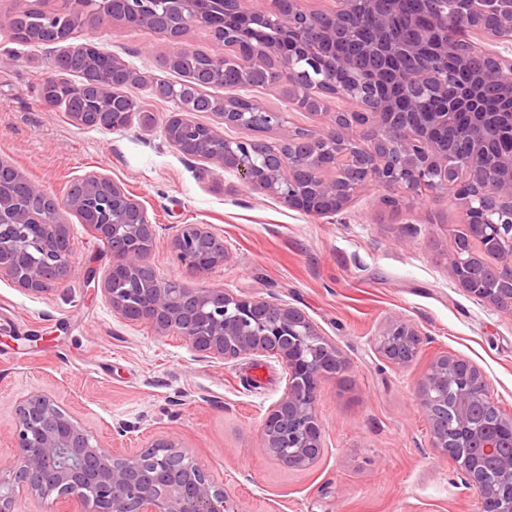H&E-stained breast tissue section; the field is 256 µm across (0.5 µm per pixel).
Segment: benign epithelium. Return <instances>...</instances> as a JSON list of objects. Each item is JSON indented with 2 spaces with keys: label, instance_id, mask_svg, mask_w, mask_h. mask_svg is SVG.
I'll list each match as a JSON object with an SVG mask.
<instances>
[{
  "label": "benign epithelium",
  "instance_id": "obj_1",
  "mask_svg": "<svg viewBox=\"0 0 512 512\" xmlns=\"http://www.w3.org/2000/svg\"><path fill=\"white\" fill-rule=\"evenodd\" d=\"M309 10L302 0H268L262 11L249 0H222L226 25L198 8L197 0H108L115 24L153 27L171 42L199 27L224 52L209 56L197 79L170 85L180 112L166 122V140L180 152L231 170L241 181L283 203L317 216H334L354 195L372 186L389 191L385 208L401 205L400 194L448 195L460 210L462 230L453 241L452 275L469 295L512 317V153L497 151L502 124L511 112H459L442 103L425 112L421 97L441 96L448 75L482 65L501 76L492 89L512 102V0H466L458 28L448 36V0H331ZM405 14L414 36L397 46L389 38L391 18ZM245 16L273 32L264 43L243 40L227 25ZM349 39L336 56V71L322 55L339 37ZM503 50H498V47ZM112 81L135 74L107 50ZM258 71L266 87L279 89L288 107L316 115L330 97L354 109L332 113L323 129L297 128L277 148L253 138L283 126V113L231 90L250 85ZM229 90L203 99L196 81ZM85 114L106 125L134 101L112 87L72 85ZM210 110L217 124L188 113ZM234 129L231 138L224 131ZM79 190L50 194L0 160V278L31 292H46L79 271L67 225L48 220L64 211H88L91 229L110 242L112 264L101 282L106 301L124 319L150 325L159 335L177 333L194 350L218 362L246 356L276 357L288 375L282 398L262 422L264 451L290 468L309 469L324 443L318 411L320 384L347 370V362L299 309L220 287L188 288L148 276L155 229L142 203L100 172L81 177ZM169 246L182 268L203 274L229 254L210 228L184 224ZM422 337L405 318L391 320L377 341L380 356L404 366L420 350ZM429 423L431 447L450 460L480 512H512V416L492 397L475 363L451 354L436 357L418 382ZM13 453L0 462V512H14L23 496L47 505L63 501L65 512H239L224 487L170 437H155L130 451L109 450L51 395L34 390L16 402Z\"/></svg>",
  "mask_w": 512,
  "mask_h": 512
}]
</instances>
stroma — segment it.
Returning a JSON list of instances; mask_svg holds the SVG:
<instances>
[{"mask_svg": "<svg viewBox=\"0 0 512 512\" xmlns=\"http://www.w3.org/2000/svg\"><path fill=\"white\" fill-rule=\"evenodd\" d=\"M89 41L136 74L126 93L147 100L146 111L121 130L74 124L41 95L58 45H21L0 33V158L59 197L88 172L110 176L146 208L156 230L150 262L161 280L297 307L349 369L322 382L324 454L315 467L296 470L262 449V420L288 382L275 356L210 363L178 335L162 337L124 320L84 277L46 293L0 278V459L12 453L16 401L41 389L106 447L179 439L224 484L239 512H479L476 494L432 448L417 394L430 362L449 353L477 364L495 401L512 414V318L453 281V202L408 197L391 211L380 207L375 188L331 217L289 207L218 164L184 156L164 137L177 107L153 97L152 81H178L164 67L175 47L219 52L207 30L190 28L175 44L100 21L73 39ZM243 95L283 113L282 128L263 136L273 145L287 131L329 121L290 110L274 91ZM66 224L77 263L104 277L107 245L74 214ZM184 224L214 228L228 261L188 276L169 249ZM397 316L423 334L418 356L402 367L377 352L380 332ZM118 425L125 435L113 436Z\"/></svg>", "mask_w": 512, "mask_h": 512, "instance_id": "35a3bbf8", "label": "stroma"}]
</instances>
